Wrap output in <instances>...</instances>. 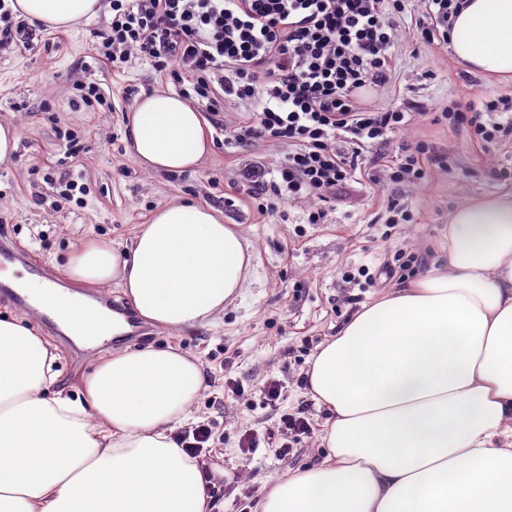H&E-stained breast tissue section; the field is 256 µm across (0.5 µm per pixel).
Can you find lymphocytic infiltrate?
<instances>
[{"label":"lymphocytic infiltrate","instance_id":"obj_1","mask_svg":"<svg viewBox=\"0 0 512 512\" xmlns=\"http://www.w3.org/2000/svg\"><path fill=\"white\" fill-rule=\"evenodd\" d=\"M112 19L101 57L114 70L130 58L189 78L208 111L224 102L246 108L225 127V140L284 146L277 168L254 163L242 173L258 212L269 200L311 199L308 221L356 176L371 149L410 125L404 110L382 111L369 96L391 79L395 16L403 0H110ZM464 0H425L427 43L447 45ZM449 125L474 130L485 143L512 140V108L487 101L484 111L445 113Z\"/></svg>","mask_w":512,"mask_h":512}]
</instances>
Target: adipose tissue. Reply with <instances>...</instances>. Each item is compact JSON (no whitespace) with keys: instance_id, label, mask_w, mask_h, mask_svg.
Listing matches in <instances>:
<instances>
[{"instance_id":"ef3b65f1","label":"adipose tissue","mask_w":512,"mask_h":512,"mask_svg":"<svg viewBox=\"0 0 512 512\" xmlns=\"http://www.w3.org/2000/svg\"><path fill=\"white\" fill-rule=\"evenodd\" d=\"M50 30L94 15L100 0H13ZM470 70L512 77V0H468L449 32ZM144 170H194L207 123L178 95L130 112ZM252 256L212 207L175 202L130 244L85 239L65 270L87 288L115 285L154 325L208 324L244 287ZM58 356L0 318V512H212L202 467L181 448L208 384L181 350H108L77 399L49 394ZM327 414L322 463L288 473L255 512H512V193L457 207L448 266L363 309L321 345L307 371Z\"/></svg>"}]
</instances>
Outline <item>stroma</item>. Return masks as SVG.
<instances>
[{"mask_svg": "<svg viewBox=\"0 0 512 512\" xmlns=\"http://www.w3.org/2000/svg\"><path fill=\"white\" fill-rule=\"evenodd\" d=\"M422 0H406L396 19L398 43L392 79L369 100L376 108L420 105L407 130L381 152L427 141L448 157L447 169L430 167L420 184L374 183L359 178L337 189L323 223L311 224L309 201L275 204L267 214L250 205L239 170L250 159L278 165L285 151L266 143L244 150L224 139V125L238 119L237 103L207 113L213 145L196 171L141 169L131 153L127 116L134 99L178 92L179 86L145 61L132 59L123 72L96 60L100 33L112 18L109 0L75 29L37 27L32 41L0 49V120L18 125L19 149L0 162V241L42 265L56 284L77 291L62 273V260L87 237L121 249L158 207L194 200L238 225L254 255L247 284L211 324L183 331L145 325L135 341L115 338L74 351L67 337L49 341L59 352L60 375L53 391L79 392L90 365L110 349L179 347L203 365L210 388L193 407L194 424L213 436L200 454L213 479L208 493L214 512H252L264 487L288 472L319 463V433L325 419L309 392L306 371L317 347L337 335L364 304L408 286L448 265V215L467 200L512 192V143L487 149L471 145L466 132L434 121L433 107L466 109L483 99L512 101V81L467 72L449 50L427 44L417 25ZM95 84L102 106L89 112L77 104V89ZM413 216L387 223L388 201ZM424 257L407 278L380 272L397 254ZM281 386L276 404L261 389ZM303 416L311 429L293 437L286 421ZM258 445L243 448V433Z\"/></svg>", "mask_w": 512, "mask_h": 512, "instance_id": "35a3bbf8", "label": "stroma"}]
</instances>
